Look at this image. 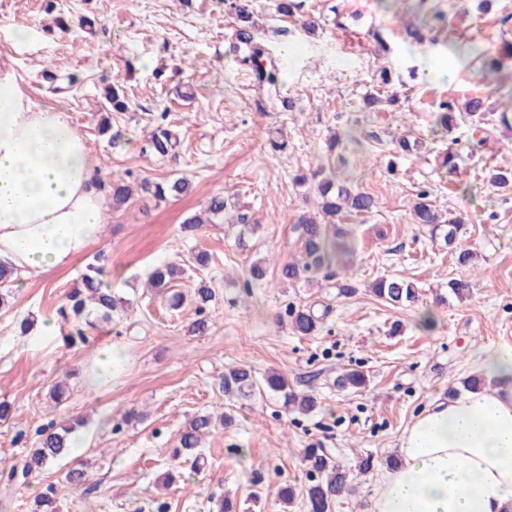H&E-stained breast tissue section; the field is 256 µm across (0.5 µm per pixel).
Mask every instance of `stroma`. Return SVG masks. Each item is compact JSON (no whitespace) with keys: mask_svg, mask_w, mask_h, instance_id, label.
<instances>
[{"mask_svg":"<svg viewBox=\"0 0 512 512\" xmlns=\"http://www.w3.org/2000/svg\"><path fill=\"white\" fill-rule=\"evenodd\" d=\"M294 15L273 0H254V41L239 44L224 0H0V55L10 58L33 103L67 112L109 185L116 170L131 184L178 173L191 181L187 195L160 201L137 191L131 204L109 211L99 241L51 279L22 273L0 308V401L13 405L0 421V460H19L37 441L40 427L80 418L85 448L57 460L30 485L0 484L5 512H30L41 483H55L61 512H217L218 498L234 512H307L301 495L308 482L306 451H328L354 473V490L332 512H369L376 478L397 453L405 427L436 398L461 389L489 353L512 347V185L491 181L512 170V130L494 114L512 115V60L508 77L486 88L479 62L451 56L454 41L478 43L496 53L512 42V0H299ZM414 24L422 44L408 42ZM386 29L388 51L369 36ZM33 30L16 43L13 33ZM261 48L275 68L276 96L260 87L250 61ZM453 77L429 75L434 64ZM389 71L382 83L381 71ZM119 90L128 109L114 115L122 137L110 144L98 131L108 91ZM484 97L491 115L482 137L469 119L451 130L436 123L440 102ZM179 136L176 161L142 154L143 140L159 116ZM356 143L328 153L333 135ZM421 142L400 153L395 139ZM459 167L446 176L447 151ZM325 166L352 174L371 193V213L350 216L345 229L357 244L346 276L355 296H338L335 281H280L277 266L299 257L291 231L302 214L318 210L300 175ZM427 190L441 213L461 218L460 245L475 254L473 268L456 265L443 231L415 223L411 207ZM223 193L224 221L184 230V219L209 196ZM204 251L208 265L190 263ZM273 260L266 287L247 291L251 264ZM185 267L177 291L192 295L199 282L214 292L209 329L191 333L193 303L177 310L145 286L160 264ZM102 266L127 306L112 315L111 333L67 346L62 337L20 334L17 324L52 317L87 264ZM413 282L420 299L394 308L368 289L377 277ZM471 282L463 301L448 292L455 278ZM325 310L320 330L295 335L285 309ZM123 362L101 386L82 371L103 343ZM234 366L256 376L282 373L319 405L307 415L287 410L280 394L246 398L224 389ZM368 378L358 391L337 390L345 369ZM65 382L68 398L55 404L52 387ZM230 413L231 426L201 444L205 466L174 457L182 431L203 413ZM370 458V472L358 466ZM87 465L85 489L64 482L76 461ZM291 485L284 504L278 491Z\"/></svg>","mask_w":512,"mask_h":512,"instance_id":"1","label":"stroma"}]
</instances>
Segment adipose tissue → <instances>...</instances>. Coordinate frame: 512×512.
I'll return each mask as SVG.
<instances>
[{
    "label": "adipose tissue",
    "mask_w": 512,
    "mask_h": 512,
    "mask_svg": "<svg viewBox=\"0 0 512 512\" xmlns=\"http://www.w3.org/2000/svg\"><path fill=\"white\" fill-rule=\"evenodd\" d=\"M108 198L67 113L32 103L0 64V263L52 277L96 243ZM480 390L434 402L404 430L370 512H512V348Z\"/></svg>",
    "instance_id": "ef3b65f1"
}]
</instances>
